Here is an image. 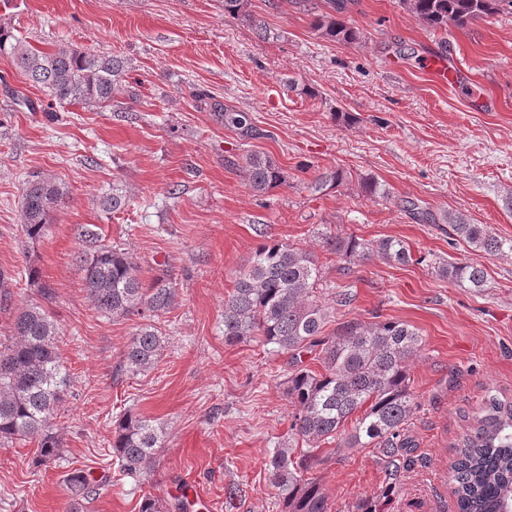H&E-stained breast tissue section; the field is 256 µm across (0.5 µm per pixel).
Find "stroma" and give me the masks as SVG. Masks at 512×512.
I'll return each instance as SVG.
<instances>
[{"label": "stroma", "instance_id": "1", "mask_svg": "<svg viewBox=\"0 0 512 512\" xmlns=\"http://www.w3.org/2000/svg\"><path fill=\"white\" fill-rule=\"evenodd\" d=\"M257 24L224 14V0H0V25L41 48L68 43L122 55L126 71L109 106L60 105L0 57V269L10 296L0 301V341L18 308L43 305L60 328L67 399L53 420L57 456L41 462L36 443L0 441V512H67L65 478L86 466L108 485L85 512H138L144 496L162 512L182 498L197 512H279L267 462L290 434L286 356L259 338L224 341V299L260 240L315 254L319 292L353 300L338 320L372 314L413 326L422 347L407 364L418 409L413 445L396 476L379 449L356 448L314 469L329 512L360 500L379 512H456L449 477L455 446L488 393L512 402V254L489 255L456 241L449 225L423 224L411 200L463 215L512 239V13L429 31L399 0H360L345 20L359 42L320 38L296 0H253ZM448 52L478 75L460 89L430 83L427 55ZM296 90H289V83ZM310 88L312 96L302 95ZM487 92L491 112L467 108ZM248 113L254 133L225 127L214 105ZM347 112L345 124L337 118ZM269 156L287 185L255 195L243 173L248 153ZM349 174L336 189L312 192L316 169ZM64 184V205L44 236L21 223L30 175ZM372 175L389 198L362 195ZM117 212L102 201L113 188ZM97 225L126 249L143 280L167 274L175 307L157 320L163 348L149 371L121 370L140 319L96 312L82 289L72 229ZM263 235H256V228ZM406 241L415 263L372 258L352 275L327 252L320 232ZM468 262L489 272L476 292L440 278V264ZM40 270L44 299L27 278ZM163 423L167 438L150 472L121 475L110 444L124 414ZM237 486L236 497L225 494Z\"/></svg>", "mask_w": 512, "mask_h": 512}]
</instances>
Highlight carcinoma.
Segmentation results:
<instances>
[{"instance_id": "1", "label": "carcinoma", "mask_w": 512, "mask_h": 512, "mask_svg": "<svg viewBox=\"0 0 512 512\" xmlns=\"http://www.w3.org/2000/svg\"><path fill=\"white\" fill-rule=\"evenodd\" d=\"M400 2L423 26L445 33L450 26L464 28L485 16L512 12V0ZM358 4L359 0H324L325 11L315 15L314 28L330 42H357L360 31L343 16ZM224 14L254 21L251 0H224ZM0 56L10 58L58 103L78 106L110 105L125 67L117 55L65 44L43 49L2 27ZM224 125L246 137L252 133L244 112H224ZM245 163L249 186L258 195L287 182L282 168L268 157L250 153ZM346 178L342 169L325 167L310 189L323 193ZM359 185L368 197L390 196L374 176L360 178ZM66 197L65 185L51 178L36 175L26 183L22 223L28 239L43 236ZM406 209L422 223L451 225L456 237L489 255L512 252V240L498 237L485 224L421 210L412 201ZM73 233L81 245L83 289L93 308L105 316L142 319L124 351L123 368L133 374L151 369L162 347L156 320L175 305V289L163 276L145 282L123 249L102 240L96 225L77 224ZM322 240L326 250L342 261L338 270L344 275L375 255L398 265L414 261L410 246L400 238L368 241L329 232ZM438 274L477 292L487 283L486 269L466 262L446 263ZM321 275L312 252L290 243L267 242L237 273L233 291L224 299V342L258 336L288 356L286 396L294 407L292 435L274 449L268 463L280 512H328L327 498L311 471L331 458H344L354 448H378L390 465L397 466L402 449L411 444L404 437L405 425L418 408L406 364L422 345L419 332L378 314L372 321L336 320V307L350 305L352 295L338 292L332 305L325 304L316 294ZM12 333L9 343H0V438L35 439L41 459L47 461L61 445L50 418L65 402L67 391L57 345L59 327L49 311L32 303L19 309ZM307 354L316 355L322 370L304 365ZM166 437L157 420L123 415L112 441L120 472L133 477L149 471L155 464V449ZM331 442L336 447L321 454V446ZM451 471L459 512H503L505 503L512 502V404L493 394L483 400L469 432L457 445ZM66 482L71 492L68 512H84L100 489L99 481L91 471L76 468Z\"/></svg>"}]
</instances>
